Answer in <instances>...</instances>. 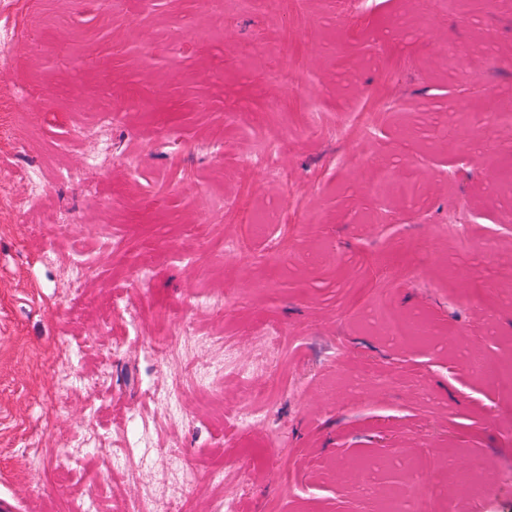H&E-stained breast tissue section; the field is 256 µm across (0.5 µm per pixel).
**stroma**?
Listing matches in <instances>:
<instances>
[{"instance_id":"35a3bbf8","label":"stroma","mask_w":512,"mask_h":512,"mask_svg":"<svg viewBox=\"0 0 512 512\" xmlns=\"http://www.w3.org/2000/svg\"><path fill=\"white\" fill-rule=\"evenodd\" d=\"M8 23L0 507L380 512L419 482L432 512H512V0H18ZM359 112L376 136L340 139ZM269 137L286 180L243 165ZM162 308L196 330L176 361ZM383 308L436 345L387 339ZM268 324L273 369L185 388L170 422L149 402L190 364L264 358ZM252 409L263 427L232 425Z\"/></svg>"}]
</instances>
